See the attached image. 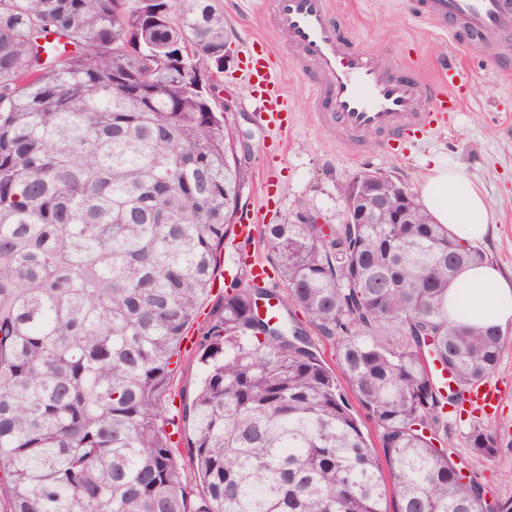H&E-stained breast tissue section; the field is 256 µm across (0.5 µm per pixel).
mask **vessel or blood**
Segmentation results:
<instances>
[{
    "mask_svg": "<svg viewBox=\"0 0 512 512\" xmlns=\"http://www.w3.org/2000/svg\"><path fill=\"white\" fill-rule=\"evenodd\" d=\"M414 12L448 31L452 39L490 48L503 69L512 70V52L499 48L512 33V0H412ZM274 28L288 39L313 72V102L323 126L340 127L353 157L365 154L366 138L381 134L386 149L429 135L441 115L458 111L465 81L455 61L442 62L434 76L391 70L381 59L355 49L336 23L334 0H265ZM251 95L259 115L280 120L288 109L283 86L271 69L268 48L255 40L244 52ZM429 111H421V100ZM481 412L495 409L501 390L486 382L469 395Z\"/></svg>",
    "mask_w": 512,
    "mask_h": 512,
    "instance_id": "vessel-or-blood-1",
    "label": "vessel or blood"
}]
</instances>
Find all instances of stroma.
Instances as JSON below:
<instances>
[{
	"mask_svg": "<svg viewBox=\"0 0 512 512\" xmlns=\"http://www.w3.org/2000/svg\"><path fill=\"white\" fill-rule=\"evenodd\" d=\"M336 18L357 47L382 56L394 69H419L433 74L436 62L455 56L467 92L459 111L447 115L441 127L427 137L411 140L403 151H386L372 139L367 153L352 160L341 151L336 138L318 127L310 104L314 77L302 67L285 38L268 26L262 0H215L224 15L227 47L231 57L219 80L233 100L225 118L240 147L245 148L247 183L240 204L262 211V223L295 221L299 205L318 215L321 223L337 224L345 201L342 183L364 170H377L418 191L428 158L442 156L460 165L483 188L496 235L483 242V250L505 270L512 271V73L494 67L480 50L438 32L413 14L409 0H335ZM266 43L270 63L288 95V127L280 130L259 120L241 71L242 50L253 40ZM278 187L274 200L263 193L265 182ZM254 251L261 261L268 252L261 239L227 238L215 272L217 281L201 306L209 316L223 295L222 283L242 276L236 249ZM501 391L498 413L479 416L481 425L497 431L504 442L492 459L466 458L465 472L482 483L495 499L512 498V329L506 333L503 355L494 375Z\"/></svg>",
	"mask_w": 512,
	"mask_h": 512,
	"instance_id": "1",
	"label": "stroma"
}]
</instances>
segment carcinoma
<instances>
[{
	"instance_id": "1",
	"label": "carcinoma",
	"mask_w": 512,
	"mask_h": 512,
	"mask_svg": "<svg viewBox=\"0 0 512 512\" xmlns=\"http://www.w3.org/2000/svg\"><path fill=\"white\" fill-rule=\"evenodd\" d=\"M224 44L212 0H0V512H387L390 489L394 512H475L446 407L492 377L504 335L448 315V286L488 255L412 192L404 224L265 225L307 321L260 317L268 289L233 278L200 328L194 397L164 417L246 185L214 109ZM390 189L363 171L340 191ZM466 442L500 451L479 424Z\"/></svg>"
}]
</instances>
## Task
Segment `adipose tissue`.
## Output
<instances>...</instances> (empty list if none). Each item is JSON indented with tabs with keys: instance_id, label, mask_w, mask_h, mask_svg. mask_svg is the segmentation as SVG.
Here are the masks:
<instances>
[{
	"instance_id": "ef3b65f1",
	"label": "adipose tissue",
	"mask_w": 512,
	"mask_h": 512,
	"mask_svg": "<svg viewBox=\"0 0 512 512\" xmlns=\"http://www.w3.org/2000/svg\"><path fill=\"white\" fill-rule=\"evenodd\" d=\"M421 201L436 223L462 244L485 241L493 232L486 196L463 168L430 159L422 177ZM448 310L460 321L512 327V272L484 262L463 269L448 289Z\"/></svg>"
}]
</instances>
